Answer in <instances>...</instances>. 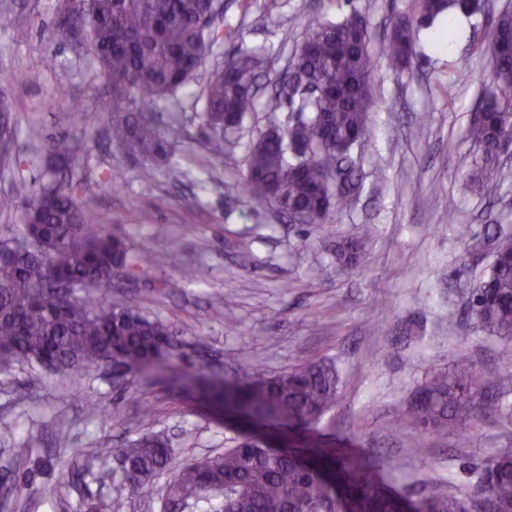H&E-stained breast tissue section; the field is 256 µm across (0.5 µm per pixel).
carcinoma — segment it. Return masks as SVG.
<instances>
[{"label":"carcinoma","mask_w":512,"mask_h":512,"mask_svg":"<svg viewBox=\"0 0 512 512\" xmlns=\"http://www.w3.org/2000/svg\"><path fill=\"white\" fill-rule=\"evenodd\" d=\"M467 15L473 0H418L411 15L396 19L381 43L394 66H412L419 33L449 10ZM211 0H76L59 23L89 32L95 60L110 87L101 111L126 152L142 161L141 176L154 178L167 160L166 139L146 113L185 88L218 38L209 23ZM487 56L494 92L469 123L465 139L476 153L460 165L480 168L494 180L499 143L512 137V13L496 17L477 47ZM267 68L264 52L238 38L224 67L211 73L203 120L213 140L233 148L244 116L255 110L253 91ZM373 62L366 19L353 10L335 21L313 17L279 82L276 106L288 108L284 129H273L250 146L242 188L250 201L274 200L282 213L302 214L307 224L328 223L333 211L349 208L360 191L352 162L358 135L373 105ZM47 150L68 168L77 147L49 139ZM146 271L144 258L121 236L108 231L78 195L50 181L22 204V224L0 242V365L26 361L55 373L92 369L112 361V370L134 377L157 363L174 341L170 327L128 308L105 306L84 285L120 274ZM206 276L187 268L165 284L181 288ZM70 282L82 295L64 299L58 283ZM462 295L471 316L489 334L512 341V235L496 239L489 274ZM340 376L328 361L304 362L287 372L235 385L209 380L202 396L212 404L252 418L286 421L302 429L318 423L335 403ZM480 375L473 367L433 370L409 406L406 422L464 426L485 414ZM318 461L299 451L258 446L246 437L214 456L173 464L169 440L143 432L119 449L125 480L149 493L153 479L168 471L167 499L191 502L199 512H404L407 498L377 469L332 448H314ZM487 493L491 512H512V450H503L477 469L471 493L430 488L421 512H471L475 491Z\"/></svg>","instance_id":"cac0c4a2"}]
</instances>
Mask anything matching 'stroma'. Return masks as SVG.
Here are the masks:
<instances>
[{
  "label": "stroma",
  "instance_id": "35a3bbf8",
  "mask_svg": "<svg viewBox=\"0 0 512 512\" xmlns=\"http://www.w3.org/2000/svg\"><path fill=\"white\" fill-rule=\"evenodd\" d=\"M67 7V0H0V10L20 19L0 29V100L11 109L9 150L0 156V238L19 224L25 197L62 179L150 259L145 274L116 277L99 297L167 323L178 348L127 386L108 366L65 375L26 364L1 370L0 425L13 429L0 437V495L9 512H88L110 495L123 499L122 512H162L169 473L155 477L151 494L139 495L117 471V449L146 429L166 433L179 460L221 453L238 435L259 431L277 448H340L382 462L414 501L428 483L471 491L477 465L512 448V392L497 386L512 369V342L483 332L459 291L488 271L495 236L512 235V154L500 155L495 179L483 189L463 190L458 161L470 149L463 136L487 80L486 60L473 44L493 17L512 10V0H485L484 11L455 18L444 43H437V29L422 31L412 69L378 60L367 142L354 153L361 191L326 230L290 223L274 204L228 197L225 186L245 177L249 144L285 121L286 110L270 109L274 86L310 17L357 10L375 51L395 18L413 13L414 0H226L227 36L187 90L157 104L171 164L149 181L98 111L109 89L89 37L58 33ZM236 33L266 50L271 64L239 145L219 154L199 118L200 94ZM48 56L55 68H43ZM31 70L40 71L39 82L21 81ZM461 72L469 82H457ZM75 101L87 124L73 120ZM61 134L75 142L77 160L59 176L46 146ZM113 170L122 174L114 188L107 184ZM462 225L470 230L464 240ZM351 239L362 251L339 262L337 243ZM188 266L207 269V279L168 289ZM317 266L318 279L311 275ZM311 360L333 361L341 385L335 405L309 430L259 425L198 393L202 375L274 376ZM469 363L502 414L474 421L464 439L406 423L405 408L430 371ZM145 407L153 418L143 425ZM32 431L41 435L34 447L26 441Z\"/></svg>",
  "mask_w": 512,
  "mask_h": 512
}]
</instances>
